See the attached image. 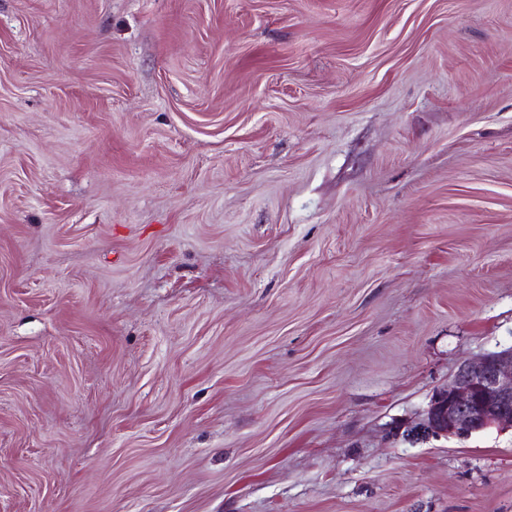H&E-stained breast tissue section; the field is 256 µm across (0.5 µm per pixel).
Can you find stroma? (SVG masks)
<instances>
[{
	"label": "stroma",
	"instance_id": "stroma-1",
	"mask_svg": "<svg viewBox=\"0 0 512 512\" xmlns=\"http://www.w3.org/2000/svg\"><path fill=\"white\" fill-rule=\"evenodd\" d=\"M509 346L512 0H0V512H512ZM499 424L512 426V347L461 365L432 394L422 427L407 435L467 438Z\"/></svg>",
	"mask_w": 512,
	"mask_h": 512
}]
</instances>
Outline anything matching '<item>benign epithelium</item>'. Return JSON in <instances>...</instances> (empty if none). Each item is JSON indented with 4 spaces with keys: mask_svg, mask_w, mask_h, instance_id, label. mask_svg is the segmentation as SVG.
<instances>
[{
    "mask_svg": "<svg viewBox=\"0 0 512 512\" xmlns=\"http://www.w3.org/2000/svg\"><path fill=\"white\" fill-rule=\"evenodd\" d=\"M499 424L512 426V347L461 365L432 394L422 427L410 435L467 438Z\"/></svg>",
    "mask_w": 512,
    "mask_h": 512,
    "instance_id": "7a95c632",
    "label": "benign epithelium"
}]
</instances>
